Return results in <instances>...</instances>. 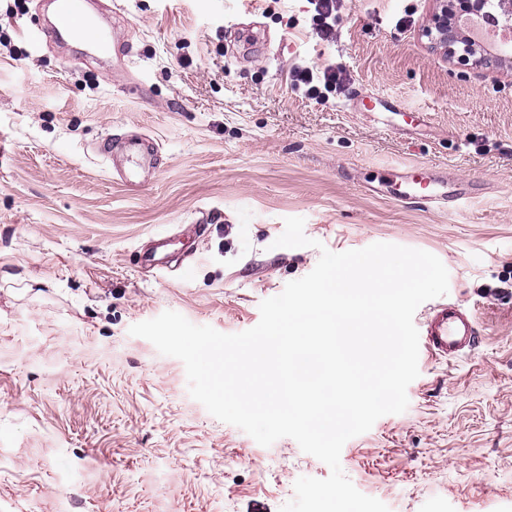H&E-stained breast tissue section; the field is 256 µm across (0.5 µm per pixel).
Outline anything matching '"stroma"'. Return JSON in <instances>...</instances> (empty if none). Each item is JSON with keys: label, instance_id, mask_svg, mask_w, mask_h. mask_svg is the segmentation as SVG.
<instances>
[{"label": "stroma", "instance_id": "1", "mask_svg": "<svg viewBox=\"0 0 512 512\" xmlns=\"http://www.w3.org/2000/svg\"><path fill=\"white\" fill-rule=\"evenodd\" d=\"M52 2L0 0V512H279L329 467L212 416L129 329L245 331L321 249L378 242L436 255L482 343L420 357L342 470L389 512H512V61L452 66L421 35L435 0H337L326 40L310 0H89L130 41L107 67L34 37ZM131 133L156 150L134 189L98 152ZM422 163L447 202L395 199ZM292 216L317 247H275ZM158 235L169 267L143 272Z\"/></svg>", "mask_w": 512, "mask_h": 512}]
</instances>
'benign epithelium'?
Here are the masks:
<instances>
[{
    "mask_svg": "<svg viewBox=\"0 0 512 512\" xmlns=\"http://www.w3.org/2000/svg\"><path fill=\"white\" fill-rule=\"evenodd\" d=\"M437 8L423 29L430 44L444 51L450 62L458 68L471 69L500 54L461 35L458 20L476 16L485 19L494 28L502 29L506 39L512 38V0H436Z\"/></svg>",
    "mask_w": 512,
    "mask_h": 512,
    "instance_id": "benign-epithelium-1",
    "label": "benign epithelium"
}]
</instances>
